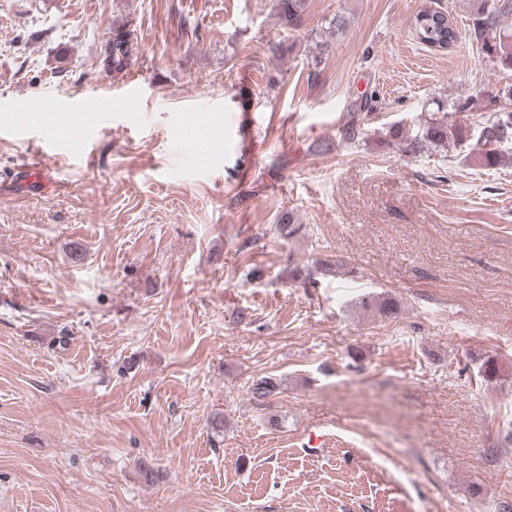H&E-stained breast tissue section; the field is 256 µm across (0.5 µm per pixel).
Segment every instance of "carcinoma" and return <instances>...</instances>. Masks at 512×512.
<instances>
[{
  "label": "carcinoma",
  "mask_w": 512,
  "mask_h": 512,
  "mask_svg": "<svg viewBox=\"0 0 512 512\" xmlns=\"http://www.w3.org/2000/svg\"><path fill=\"white\" fill-rule=\"evenodd\" d=\"M308 2L309 0H272V13L277 24L288 31L298 28L304 20ZM436 16L437 13L430 12L428 8L420 10L411 22L412 33L419 44L436 51H445L455 44L458 32L451 21L446 26L438 24ZM345 26V18L339 14L327 22L328 40L320 42L319 51L309 61L311 79H317L322 72L321 65L325 63L331 48L329 38L343 32ZM467 35L492 67L501 71H512V0H473ZM131 48L130 31L119 30L113 33L109 58L115 71L124 69L131 56ZM371 102L372 98L365 97L355 105L353 111L347 113L341 130L343 140L355 143L361 139V122L372 110ZM510 103L512 85H506L484 101L483 108L491 111V115L475 127L448 121V113L465 112L470 103L459 100L449 103L435 99L432 104L442 116L429 118L415 130L395 124L386 130L381 137V143L413 155L424 154L432 147L464 148L467 155L473 157L482 167L493 169L507 161L500 149V143L512 138V110H507ZM341 266L342 262L330 256L317 259L314 261V269L308 271L305 280L313 283L325 280L333 276ZM360 305L382 317L392 316L398 307L396 299L388 295L367 296ZM499 372V363L494 357L483 358L479 373L484 380H494ZM278 391L279 383L272 377L256 380L251 388L252 397L258 402L265 401Z\"/></svg>",
  "instance_id": "carcinoma-1"
}]
</instances>
